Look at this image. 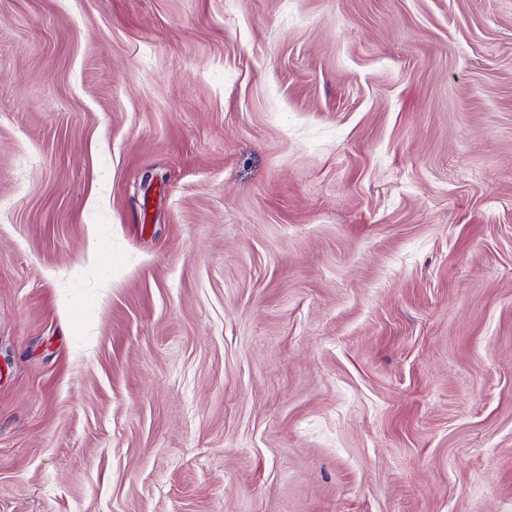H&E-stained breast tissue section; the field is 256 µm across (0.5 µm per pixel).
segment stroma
<instances>
[{
  "label": "stroma",
  "mask_w": 512,
  "mask_h": 512,
  "mask_svg": "<svg viewBox=\"0 0 512 512\" xmlns=\"http://www.w3.org/2000/svg\"><path fill=\"white\" fill-rule=\"evenodd\" d=\"M0 512H512V0H0Z\"/></svg>",
  "instance_id": "obj_1"
}]
</instances>
